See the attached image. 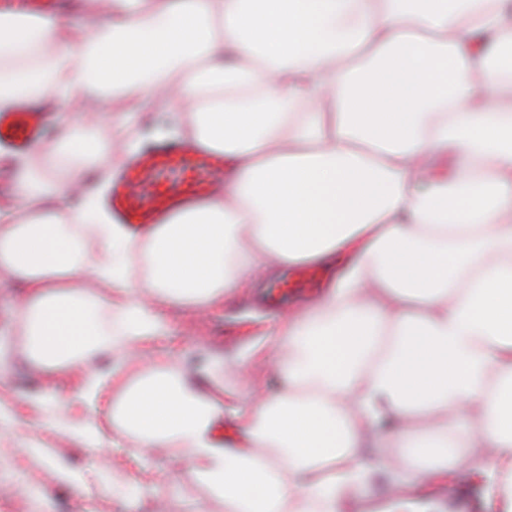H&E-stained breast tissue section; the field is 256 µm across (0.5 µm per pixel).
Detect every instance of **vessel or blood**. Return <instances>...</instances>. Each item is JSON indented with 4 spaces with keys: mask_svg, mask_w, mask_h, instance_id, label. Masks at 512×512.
<instances>
[{
    "mask_svg": "<svg viewBox=\"0 0 512 512\" xmlns=\"http://www.w3.org/2000/svg\"><path fill=\"white\" fill-rule=\"evenodd\" d=\"M41 112L26 107L0 116V140L30 148L41 138ZM231 164L223 153L180 142L157 144L125 160L113 179L108 207L118 223L138 231L204 205L224 186Z\"/></svg>",
    "mask_w": 512,
    "mask_h": 512,
    "instance_id": "vessel-or-blood-1",
    "label": "vessel or blood"
}]
</instances>
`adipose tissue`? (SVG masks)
I'll return each mask as SVG.
<instances>
[{
    "label": "adipose tissue",
    "instance_id": "ef3b65f1",
    "mask_svg": "<svg viewBox=\"0 0 512 512\" xmlns=\"http://www.w3.org/2000/svg\"><path fill=\"white\" fill-rule=\"evenodd\" d=\"M0 12V112L45 105L62 146L0 145V276L33 357L138 438L190 464L225 512H440L460 482L512 512V0H78ZM167 113L153 141L223 152L208 205L131 233L102 206L142 141L105 100ZM332 282L271 332L277 392L205 398L167 354L166 308L200 315L258 273ZM120 353L126 368L106 371ZM241 440L225 445L223 414Z\"/></svg>",
    "mask_w": 512,
    "mask_h": 512
}]
</instances>
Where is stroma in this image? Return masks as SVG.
<instances>
[{
	"mask_svg": "<svg viewBox=\"0 0 512 512\" xmlns=\"http://www.w3.org/2000/svg\"><path fill=\"white\" fill-rule=\"evenodd\" d=\"M279 278L276 272L263 276L226 300L222 308L201 316L168 309L165 318L174 363H181L188 355L213 352L228 363L249 356L256 363L270 365L273 353L265 348L266 332L296 306L290 298L275 306L267 304L266 292ZM46 392L45 380L36 372L24 340H17L11 369L0 376V403L11 410L10 417L0 420V478L40 484L45 512H153L154 502L141 494L139 471L130 461L137 445L135 434L105 415L90 412L86 419L101 439L100 444H93L74 427L56 419ZM35 394L42 395L40 404H30L29 398ZM27 444L63 450L73 466L88 468L110 459L120 461L121 466L111 472L107 486L95 484L79 493L49 482L43 460L23 454ZM167 510L224 512V503L212 497L207 486L183 464L174 472Z\"/></svg>",
	"mask_w": 512,
	"mask_h": 512,
	"instance_id": "1",
	"label": "stroma"
}]
</instances>
